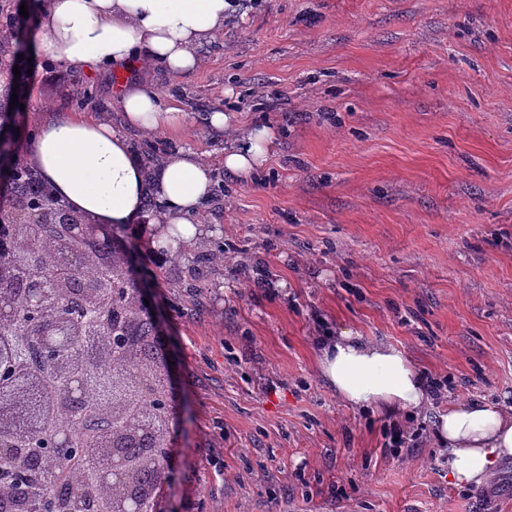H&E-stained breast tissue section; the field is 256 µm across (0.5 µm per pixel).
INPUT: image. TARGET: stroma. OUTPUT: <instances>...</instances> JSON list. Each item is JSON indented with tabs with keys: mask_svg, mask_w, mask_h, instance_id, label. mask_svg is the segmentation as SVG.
Returning a JSON list of instances; mask_svg holds the SVG:
<instances>
[{
	"mask_svg": "<svg viewBox=\"0 0 512 512\" xmlns=\"http://www.w3.org/2000/svg\"><path fill=\"white\" fill-rule=\"evenodd\" d=\"M13 47L17 154L86 91L121 124L112 74ZM199 52L191 77L153 75L185 132L130 136L193 151L224 189L202 221L228 250L200 292L191 252L134 254L177 407L157 512H512V458L450 482L434 403L398 417L419 447L385 448L390 416L341 399L315 349L319 325L348 329L403 349L444 402L512 407V0H249ZM217 109L277 129L256 180L225 172Z\"/></svg>",
	"mask_w": 512,
	"mask_h": 512,
	"instance_id": "obj_1",
	"label": "stroma"
}]
</instances>
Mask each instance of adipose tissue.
Returning <instances> with one entry per match:
<instances>
[{
	"instance_id": "obj_1",
	"label": "adipose tissue",
	"mask_w": 512,
	"mask_h": 512,
	"mask_svg": "<svg viewBox=\"0 0 512 512\" xmlns=\"http://www.w3.org/2000/svg\"><path fill=\"white\" fill-rule=\"evenodd\" d=\"M239 2L42 0L39 48L65 68L130 73L115 92L125 129L175 131L185 114L161 97L148 73L156 67L174 77L196 72L203 64L199 46L223 34ZM124 131L73 114L45 123L27 159L73 211L145 234L144 246L157 261L175 258L207 236L199 216L212 196V172L191 151L145 167ZM274 146L272 126H250L225 146L224 169L255 180ZM318 348L323 377L352 406L413 413L428 401L423 374L394 346L344 329L321 338ZM435 432L448 477L458 485H481L512 457V409L495 402H452L438 413Z\"/></svg>"
}]
</instances>
